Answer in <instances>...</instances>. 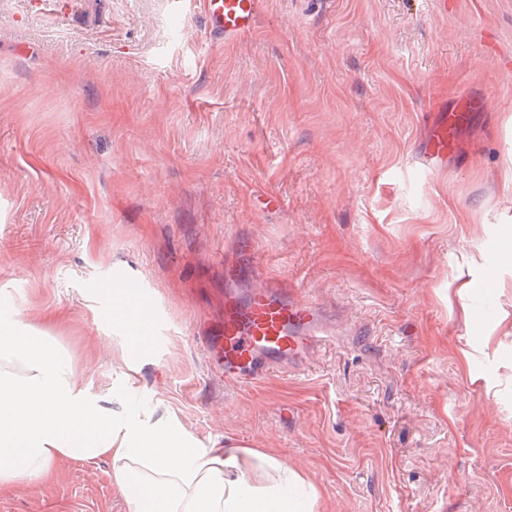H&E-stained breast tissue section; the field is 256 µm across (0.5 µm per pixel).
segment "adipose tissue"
<instances>
[{
    "label": "adipose tissue",
    "mask_w": 512,
    "mask_h": 512,
    "mask_svg": "<svg viewBox=\"0 0 512 512\" xmlns=\"http://www.w3.org/2000/svg\"><path fill=\"white\" fill-rule=\"evenodd\" d=\"M114 292L133 358L147 333L124 289ZM60 459L108 461L132 512H315L318 500L284 458L240 443L193 447L167 418L113 422L49 337L0 327V489L49 479Z\"/></svg>",
    "instance_id": "ef3b65f1"
}]
</instances>
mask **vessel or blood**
Instances as JSON below:
<instances>
[{"mask_svg": "<svg viewBox=\"0 0 512 512\" xmlns=\"http://www.w3.org/2000/svg\"><path fill=\"white\" fill-rule=\"evenodd\" d=\"M207 7L211 32L229 40L254 27L258 0H207ZM330 336L320 307L285 296L274 285L260 284L246 303L224 302V331L217 344L224 359V378L255 385Z\"/></svg>", "mask_w": 512, "mask_h": 512, "instance_id": "obj_1", "label": "vessel or blood"}]
</instances>
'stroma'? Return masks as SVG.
<instances>
[{"label": "stroma", "instance_id": "obj_1", "mask_svg": "<svg viewBox=\"0 0 512 512\" xmlns=\"http://www.w3.org/2000/svg\"><path fill=\"white\" fill-rule=\"evenodd\" d=\"M31 3L0 0V323L115 415L276 452L317 512H512V0H261L232 40L205 0ZM134 278L167 333L128 362L99 311ZM269 280L340 333L224 383L204 344ZM0 512L128 506L61 460Z\"/></svg>", "mask_w": 512, "mask_h": 512}]
</instances>
